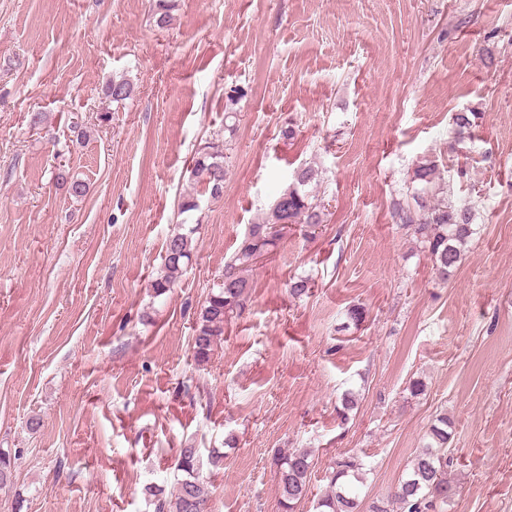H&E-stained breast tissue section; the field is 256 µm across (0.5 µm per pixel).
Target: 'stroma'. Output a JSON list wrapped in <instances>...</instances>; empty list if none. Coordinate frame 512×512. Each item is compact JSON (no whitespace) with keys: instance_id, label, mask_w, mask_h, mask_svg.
Segmentation results:
<instances>
[{"instance_id":"35a3bbf8","label":"stroma","mask_w":512,"mask_h":512,"mask_svg":"<svg viewBox=\"0 0 512 512\" xmlns=\"http://www.w3.org/2000/svg\"><path fill=\"white\" fill-rule=\"evenodd\" d=\"M155 4L0 0V450L15 458L0 512H153L188 443L222 457L203 471L210 512H279L285 448L313 460L296 512H315L341 455L366 464L368 506L442 411L448 512H512V0H173L164 28ZM120 76L133 93L117 104ZM466 108L483 118L459 141ZM216 139L218 199L188 181ZM425 156L475 212L445 281L391 219ZM306 164L324 224L256 264L246 310L197 364L225 258ZM189 192L200 208L180 213ZM177 230L192 260L157 297Z\"/></svg>"}]
</instances>
